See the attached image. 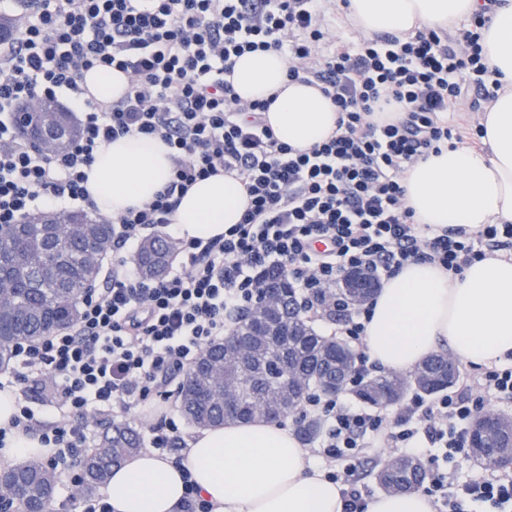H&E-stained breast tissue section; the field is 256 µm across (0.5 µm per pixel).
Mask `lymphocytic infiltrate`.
<instances>
[{
  "mask_svg": "<svg viewBox=\"0 0 512 512\" xmlns=\"http://www.w3.org/2000/svg\"><path fill=\"white\" fill-rule=\"evenodd\" d=\"M16 34L0 42V224L34 211L94 209L85 167L100 145L128 135L160 139L171 178L149 203L112 220V256L100 288L79 301L74 325L13 350L18 411L0 428L37 434L52 465L76 463L94 442L88 419L123 416L152 405L159 420L147 445L171 450L183 438L168 408L167 378L188 371L208 344L231 335L239 310L255 302L262 274L285 271L312 320L335 324L356 351L353 380L378 372L364 347L371 302L331 295L349 269L375 279L410 263L461 271L512 249V224L468 231L415 220L403 179L441 145L479 144L483 130L466 113L494 102L502 82L483 54V15L454 30L423 28L345 43L325 20L336 0H23ZM274 51L288 78L319 87L336 107L335 131L307 150L280 142L265 119L271 100H242L235 60ZM124 73L117 101L85 97V71ZM66 92L78 105L80 134L64 152L35 149L19 137L16 105ZM389 104L399 116L373 115ZM234 176L249 204L223 236L180 244V269L143 279L126 248L146 230L170 227L180 198L196 181ZM512 404V367L472 375L451 393L412 396L395 418L313 397L306 414L322 419L319 454L341 484L345 512H364L361 464L381 446L418 458L420 487L438 512L482 503L512 512V475L448 483L442 460L468 459V428L485 400Z\"/></svg>",
  "mask_w": 512,
  "mask_h": 512,
  "instance_id": "1",
  "label": "lymphocytic infiltrate"
}]
</instances>
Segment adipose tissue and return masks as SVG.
Instances as JSON below:
<instances>
[{"label": "adipose tissue", "mask_w": 512, "mask_h": 512, "mask_svg": "<svg viewBox=\"0 0 512 512\" xmlns=\"http://www.w3.org/2000/svg\"><path fill=\"white\" fill-rule=\"evenodd\" d=\"M482 0H349L347 18L366 35L408 32L473 16ZM484 54L505 85L481 115L483 149L442 146L406 173L404 185L419 223L464 226L512 222V0H501L482 31ZM288 63L274 51L243 55L232 78L245 100L276 95L266 114L276 137L298 149L324 142L339 114L319 88L289 81ZM84 86L97 101L118 100L124 73L96 66ZM169 149L160 140L129 136L97 151L86 187L101 214L115 217L146 203L167 183ZM247 205L239 181L217 175L195 183L173 216L184 240L222 236ZM364 342L372 360L411 371L428 354L448 347L459 361L489 367L512 354V259L489 257L462 272L407 265L383 282L372 299ZM215 512H343L338 484L313 467L288 428L258 418L196 431L181 464L140 452L112 471L108 502L114 512H179L185 479Z\"/></svg>", "instance_id": "ef3b65f1"}]
</instances>
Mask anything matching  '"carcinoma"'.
Masks as SVG:
<instances>
[{"label": "carcinoma", "instance_id": "obj_1", "mask_svg": "<svg viewBox=\"0 0 512 512\" xmlns=\"http://www.w3.org/2000/svg\"><path fill=\"white\" fill-rule=\"evenodd\" d=\"M73 116L56 112L51 121L23 137L72 134ZM112 250V224L82 212L65 215L63 223L49 224L43 216L23 224L0 225V367L10 363L13 347L33 341L73 324L78 301L95 285L101 266L86 257L90 242ZM173 256L172 246L161 236L144 239L136 255L139 272L146 277L162 274ZM261 288L279 296L268 313L246 310L233 332L235 350L222 342L204 348L179 385L180 407L188 423L203 427L226 420H270L295 414L312 392L326 396L334 388L348 387L354 361L344 342L318 331L300 312L294 285L279 268L267 270ZM349 302L369 299L368 288L333 290ZM415 378L382 373L354 387V395L369 407L384 408L410 390L434 395L459 379L456 364L444 354L426 357L414 370ZM321 430L316 420L299 422L301 440L311 441ZM469 458L492 467L512 452V417L484 411L471 424ZM142 448L139 432L114 423L87 449L81 459L83 476L77 494L89 496L106 486L113 468ZM425 478L416 460L394 456L375 473L374 480L387 492L411 493ZM59 477L35 458L0 469V487L10 512H49Z\"/></svg>", "mask_w": 512, "mask_h": 512}]
</instances>
